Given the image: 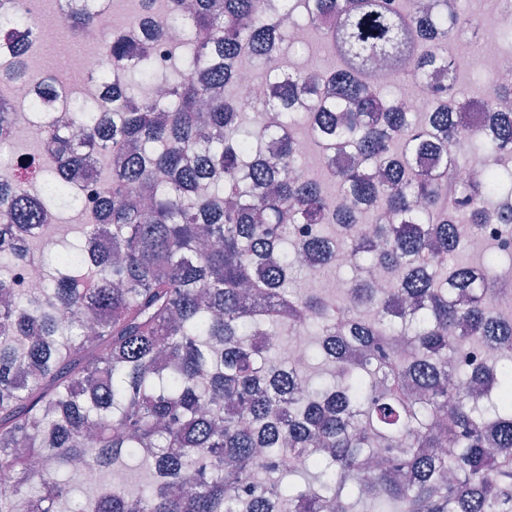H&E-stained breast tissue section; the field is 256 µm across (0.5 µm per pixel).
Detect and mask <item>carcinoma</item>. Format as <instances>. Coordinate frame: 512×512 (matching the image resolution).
I'll return each instance as SVG.
<instances>
[{
	"mask_svg": "<svg viewBox=\"0 0 512 512\" xmlns=\"http://www.w3.org/2000/svg\"><path fill=\"white\" fill-rule=\"evenodd\" d=\"M24 2L0 0V19ZM165 2L150 40L105 42L106 116L45 125L53 160L28 167L54 190L0 182V512H60L65 473L95 486L74 512H512V318L486 302L512 300V254L452 262L485 224L512 235L502 86L486 94L495 134L454 120L470 102L453 46L475 19L459 0ZM61 11L76 35L97 22L93 0ZM299 13L336 69L282 76L281 18ZM169 21L181 36L159 68ZM245 58L264 72L253 101ZM381 64L418 84L445 70L451 96L419 117L384 93ZM28 77L22 56L0 68V85ZM301 112L323 159H358L325 169L333 191L298 165ZM264 138L279 151L260 161ZM75 172L102 185L98 209L43 288L19 293L14 270L75 201ZM341 250L358 271L342 297L294 287L331 280ZM130 459L142 489L112 484Z\"/></svg>",
	"mask_w": 512,
	"mask_h": 512,
	"instance_id": "cac0c4a2",
	"label": "carcinoma"
}]
</instances>
